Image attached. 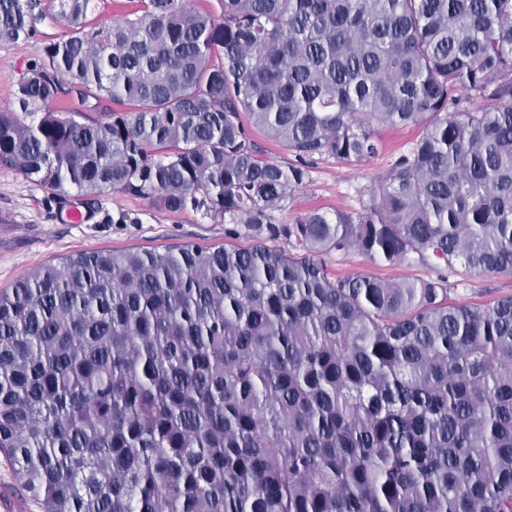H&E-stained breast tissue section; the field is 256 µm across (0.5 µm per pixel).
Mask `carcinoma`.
<instances>
[{"label": "carcinoma", "instance_id": "cac0c4a2", "mask_svg": "<svg viewBox=\"0 0 512 512\" xmlns=\"http://www.w3.org/2000/svg\"><path fill=\"white\" fill-rule=\"evenodd\" d=\"M60 2L74 34L0 110V166L257 240L79 252L0 291V452L42 512H512V295L320 259L512 273V0H142L90 30L91 0ZM36 6L0 0V42ZM62 96L115 107L79 123ZM243 113L296 163L260 157ZM406 125L364 210L272 221L314 159ZM322 258L334 278L364 275L385 281H416L436 277L437 263L432 259L428 264L419 262L417 258L390 264L379 258L370 259L354 249L345 254L332 252Z\"/></svg>", "mask_w": 512, "mask_h": 512}]
</instances>
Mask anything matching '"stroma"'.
<instances>
[{
  "instance_id": "obj_1",
  "label": "stroma",
  "mask_w": 512,
  "mask_h": 512,
  "mask_svg": "<svg viewBox=\"0 0 512 512\" xmlns=\"http://www.w3.org/2000/svg\"><path fill=\"white\" fill-rule=\"evenodd\" d=\"M59 12L58 0H38L30 36L0 42V109L13 105L18 81L39 58L44 43L70 34ZM421 133L418 126L382 130L379 154L364 162L344 161L332 155L317 158L307 183L285 208L274 213V222L286 224L310 210H361L369 201L374 180L407 152ZM72 205L83 213V223L68 220L66 212ZM121 212L128 214V222L113 223V215ZM251 243V233L244 225L224 223L201 210L188 208L172 213L148 200L121 193L100 197L92 205L74 191L62 199L18 169L0 167V290L12 287L49 260L78 252H161L185 245L214 249L225 244L247 247ZM323 260L336 278L364 275L385 281H416L436 276L432 261L424 264L413 259L391 264L354 249L345 254L329 253ZM447 277L448 299L455 304L486 307L512 294V274L507 272L483 273L459 263ZM0 512H40L38 502L2 457Z\"/></svg>"
}]
</instances>
